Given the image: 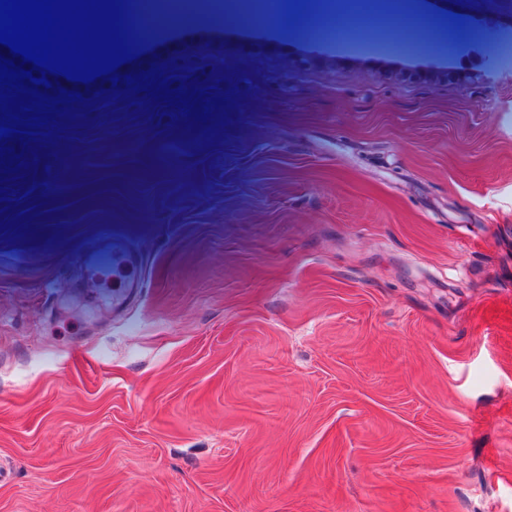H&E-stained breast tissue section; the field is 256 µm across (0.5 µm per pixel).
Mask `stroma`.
Returning <instances> with one entry per match:
<instances>
[{"label":"stroma","mask_w":512,"mask_h":512,"mask_svg":"<svg viewBox=\"0 0 512 512\" xmlns=\"http://www.w3.org/2000/svg\"><path fill=\"white\" fill-rule=\"evenodd\" d=\"M439 2L141 15L256 105L211 154L124 101L60 141L61 242L0 247V512H512V0L452 44ZM115 233L117 298L79 271ZM320 11L337 20L336 32L341 35L346 28L343 24L345 17L353 10L359 9L363 12L370 26H381L386 23L391 15H406V5L403 0H392L394 2L383 3L379 0H319ZM99 250L112 258V265L120 276L129 275L134 265H139V258L134 248L122 239L108 237Z\"/></svg>","instance_id":"stroma-1"}]
</instances>
